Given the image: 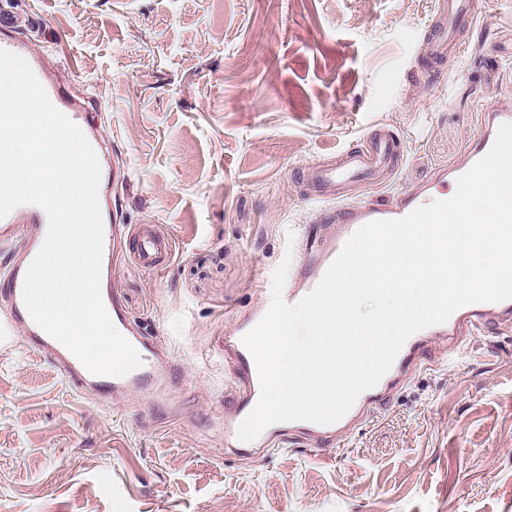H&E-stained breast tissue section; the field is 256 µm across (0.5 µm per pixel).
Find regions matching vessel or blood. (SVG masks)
<instances>
[{"label":"vessel or blood","mask_w":512,"mask_h":512,"mask_svg":"<svg viewBox=\"0 0 512 512\" xmlns=\"http://www.w3.org/2000/svg\"><path fill=\"white\" fill-rule=\"evenodd\" d=\"M12 18L0 15V49L24 58L45 88L53 104L73 123L79 124L95 149L101 164L99 204L104 227L101 265V295L115 328L136 348L141 366L122 377L98 376L62 344L39 328L28 314L22 299L24 274L39 251L48 227L45 212L34 205H22L0 219V244L22 240V247L9 256L4 274L0 275V294L7 298L10 312L0 319V349L15 347L17 336H24L29 347L46 358L59 371L68 386L76 392L93 391L104 404L118 397L135 394L156 406L168 405L171 390L179 384L181 373L170 364L166 348L153 337L136 330L127 318L121 296L115 285L116 262L120 251H128L147 270H164L172 253L173 242L154 228H129L116 223L112 207V167L104 149V136L99 128L84 124L81 118L85 104L61 81L48 75L49 52L17 38ZM475 27L473 0H441L440 12L428 26L424 43L431 60L442 63L449 53H461L469 43L464 35ZM481 131L466 147L456 163L435 170L427 178L402 188L384 204H362L337 199L336 192L352 187L357 175L372 178L390 176L393 158L400 141L392 133L376 136L367 148L352 150L332 165L318 164L308 169L307 181L323 202L320 211L329 224L328 230L304 244L300 258L289 273L283 290L287 303L299 302L319 283L327 268L347 239L363 224L381 219H400L417 207L447 198L459 176L466 173L494 144L502 124L512 123V108L493 107L481 115ZM258 307L246 315L236 329L225 336L222 347L235 393L224 412L219 428L225 447L251 453L272 443L289 440L299 445L310 442L314 449L326 448L343 440L361 419L373 409L386 405L407 381L412 372L433 365L437 357L432 344L441 339L448 343V358L456 360L464 338L481 334L490 326L512 327V299L464 306L443 324L413 334L403 345L392 366L380 381L364 391L350 410L338 421L318 424L309 421L280 422L268 426L256 439L244 442L238 437L240 424L250 415L260 395V384L254 358L243 343V337L265 314Z\"/></svg>","instance_id":"b4317fda"}]
</instances>
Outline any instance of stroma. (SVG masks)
I'll return each mask as SVG.
<instances>
[{
  "instance_id": "1",
  "label": "stroma",
  "mask_w": 512,
  "mask_h": 512,
  "mask_svg": "<svg viewBox=\"0 0 512 512\" xmlns=\"http://www.w3.org/2000/svg\"><path fill=\"white\" fill-rule=\"evenodd\" d=\"M419 69L438 0H0L18 38L91 103L112 144L120 221L175 251L117 271L129 317L184 374L176 412L77 394L25 344L0 351V512H512V331L416 371L343 446L225 452L220 342L262 300L286 235L316 234L302 179L387 127L382 204L457 161L484 109L512 105V0Z\"/></svg>"
}]
</instances>
